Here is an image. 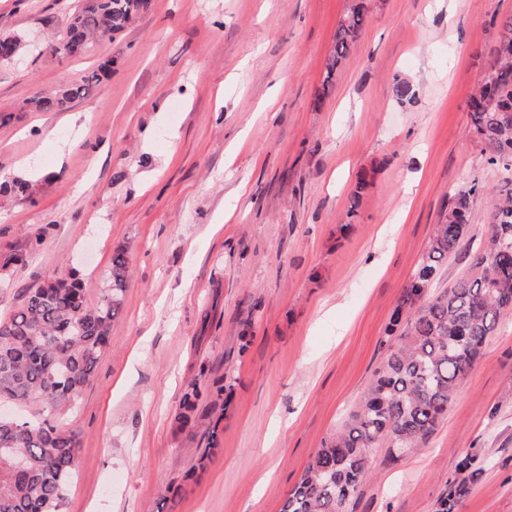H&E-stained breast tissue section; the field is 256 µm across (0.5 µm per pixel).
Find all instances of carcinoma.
Instances as JSON below:
<instances>
[{
    "mask_svg": "<svg viewBox=\"0 0 512 512\" xmlns=\"http://www.w3.org/2000/svg\"><path fill=\"white\" fill-rule=\"evenodd\" d=\"M149 0H79L64 22L62 39L50 45L67 58L84 55L95 42L110 41L148 9ZM365 22L355 4L338 22L324 83L355 48ZM23 37L0 35V63L25 50ZM494 64L469 101L470 129L486 161L512 170V15L498 24L491 50ZM112 75V59L79 79L36 94L17 112H62ZM400 103L410 102L413 84L395 77ZM36 185L24 179L0 183V194L28 199ZM478 186L461 188L441 213L413 280L391 321L395 340L375 371L365 395L342 428L311 456L282 512H351L371 474V454L385 449L387 461H401L433 433L477 362L499 322L512 315V187L499 191L481 248L470 255L466 274L448 288H436L443 262L458 255L471 231V202ZM129 278L126 253L112 256L106 284L91 306L75 278H51L26 289L21 301L0 316V398L42 411L73 409L109 345L112 322L120 313ZM205 372L189 383L177 419L192 422L204 393L218 398L224 386H209ZM80 450L79 436L44 420H0V512H59ZM25 459L12 468L16 456ZM487 458L466 454L436 512H457L478 480Z\"/></svg>",
    "mask_w": 512,
    "mask_h": 512,
    "instance_id": "carcinoma-1",
    "label": "carcinoma"
}]
</instances>
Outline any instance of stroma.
<instances>
[{
	"label": "stroma",
	"mask_w": 512,
	"mask_h": 512,
	"mask_svg": "<svg viewBox=\"0 0 512 512\" xmlns=\"http://www.w3.org/2000/svg\"><path fill=\"white\" fill-rule=\"evenodd\" d=\"M360 40L321 96L354 0H151L78 59L0 64V316L25 288L75 277L95 302L112 256L130 278L109 348L77 406L50 414L80 452L63 512H281L308 461L388 354L391 315L440 212L471 181L484 238L512 173L487 164L468 101L512 0H361ZM70 0H0V34L56 39ZM112 75L63 112L17 106L97 66ZM416 89L399 103L394 76ZM365 188H358V180ZM449 259L448 287L466 271ZM232 372L228 408L198 374ZM220 446L198 469L208 428ZM486 471L458 512H512V316L490 336L420 451H376L353 512H435L467 453ZM204 377L205 374H199V378L189 383L183 393L180 403L181 412L177 416V419L182 424H190L192 422L197 407V401L204 392L212 394L218 399L224 395V385L215 387L213 385L210 387L205 380H203Z\"/></svg>",
	"instance_id": "stroma-1"
}]
</instances>
